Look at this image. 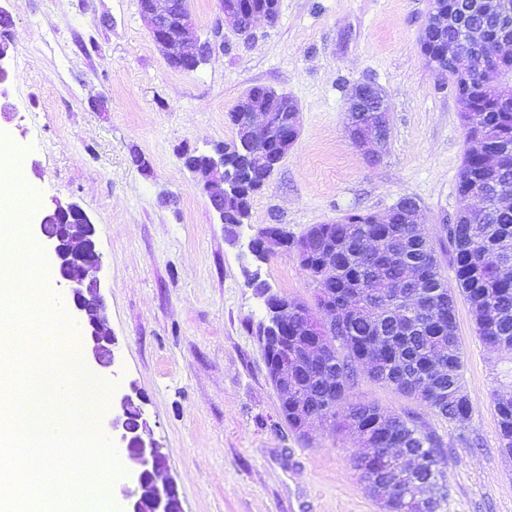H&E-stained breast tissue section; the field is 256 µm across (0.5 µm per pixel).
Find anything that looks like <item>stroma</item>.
<instances>
[{
    "mask_svg": "<svg viewBox=\"0 0 512 512\" xmlns=\"http://www.w3.org/2000/svg\"><path fill=\"white\" fill-rule=\"evenodd\" d=\"M279 3L276 23L258 20L244 40L217 0H189L193 33L213 51L186 72L167 64L138 0H0L14 21L0 135L22 152L16 173L36 189L32 214L74 201L95 225L117 340L112 371L97 377L116 392L140 390L184 512H385L352 467L363 448L354 433L316 423L303 435L285 421L257 334L264 297L248 281L305 302L315 285L293 252L260 261L248 243L270 224L298 235L410 197L454 282L445 227L460 207L461 108L420 50L432 0ZM364 83L389 104V145L374 164L345 132L348 96ZM253 86L297 100L300 134L232 243L179 152L233 141L228 113ZM456 318L466 421L442 419L362 372L351 394L438 437L448 460L443 512H512V454L493 403L512 394V354L479 340L465 302Z\"/></svg>",
    "mask_w": 512,
    "mask_h": 512,
    "instance_id": "35a3bbf8",
    "label": "stroma"
}]
</instances>
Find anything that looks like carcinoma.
<instances>
[{"label": "carcinoma", "instance_id": "carcinoma-1", "mask_svg": "<svg viewBox=\"0 0 512 512\" xmlns=\"http://www.w3.org/2000/svg\"><path fill=\"white\" fill-rule=\"evenodd\" d=\"M244 18L253 10L278 16L279 0H246ZM438 20L452 22L432 33L424 27L419 42L428 65H440L455 49L475 64L471 84L482 99L458 95L466 128L467 148L458 175L460 208L446 227L454 246L455 287L448 286L430 240L416 224L417 203L398 200L385 213L350 212L331 224H314L300 236L286 231L288 250L316 284L313 302L286 295L271 301L292 310L280 335L288 344L309 340L316 345V363L301 365L294 386L303 390L308 414L355 432L372 449L353 469L386 512H414L416 492L430 491L435 512H442L447 490L441 483L447 459L436 440L409 415H390L373 403L352 400L356 367L369 377L425 404L450 422L465 420L472 406L461 386L462 343L456 305L463 299L471 310L479 338L488 347L512 354V104L495 96L512 77V67L482 65L497 45L512 43V0H432ZM283 124L294 106L286 97L266 95L253 86L244 93ZM383 115L360 112L354 129L375 135ZM233 162L236 190L227 202V223L243 225L252 195L267 183L274 166L247 159L238 142L222 147ZM180 157L203 174L210 155L189 148ZM479 197L482 207L470 206ZM268 328L263 342L278 335ZM298 399L291 394L281 405L289 427L301 429ZM499 436L512 454V400L495 403ZM410 460L404 476L386 472L389 449Z\"/></svg>", "mask_w": 512, "mask_h": 512}]
</instances>
